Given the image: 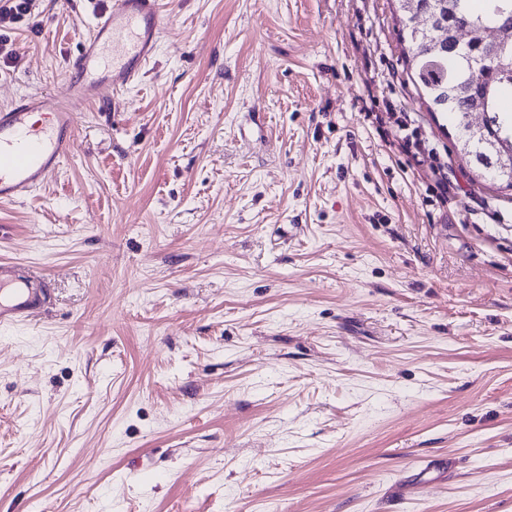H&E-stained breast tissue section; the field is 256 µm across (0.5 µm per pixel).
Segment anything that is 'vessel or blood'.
Instances as JSON below:
<instances>
[{
    "label": "vessel or blood",
    "instance_id": "b4317fda",
    "mask_svg": "<svg viewBox=\"0 0 512 512\" xmlns=\"http://www.w3.org/2000/svg\"><path fill=\"white\" fill-rule=\"evenodd\" d=\"M159 39V0H112L71 59L64 95L40 91L0 107V203L41 186L74 155L81 112L137 81ZM37 112L45 125L31 124ZM44 288L20 265L0 262V326L30 321L44 305Z\"/></svg>",
    "mask_w": 512,
    "mask_h": 512
}]
</instances>
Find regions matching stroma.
Instances as JSON below:
<instances>
[{
	"instance_id": "1",
	"label": "stroma",
	"mask_w": 512,
	"mask_h": 512,
	"mask_svg": "<svg viewBox=\"0 0 512 512\" xmlns=\"http://www.w3.org/2000/svg\"><path fill=\"white\" fill-rule=\"evenodd\" d=\"M109 0L0 26L65 93ZM142 80L0 204L48 287L0 327V512H512V189L473 173L395 0H160Z\"/></svg>"
}]
</instances>
